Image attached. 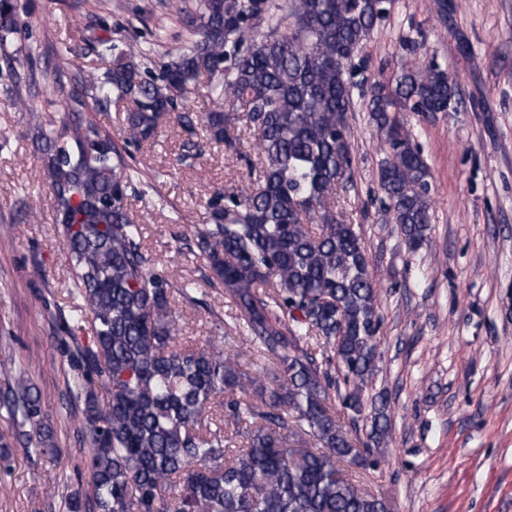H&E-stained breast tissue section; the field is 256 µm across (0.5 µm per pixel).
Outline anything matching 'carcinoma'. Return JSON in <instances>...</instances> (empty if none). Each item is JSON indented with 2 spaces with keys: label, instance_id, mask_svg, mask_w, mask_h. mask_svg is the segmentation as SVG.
Masks as SVG:
<instances>
[{
  "label": "carcinoma",
  "instance_id": "carcinoma-1",
  "mask_svg": "<svg viewBox=\"0 0 512 512\" xmlns=\"http://www.w3.org/2000/svg\"><path fill=\"white\" fill-rule=\"evenodd\" d=\"M265 10V0H200L185 18L189 47L159 61L155 77L141 46L89 71L77 88L45 70L64 114L51 122L32 111L30 133L68 255L69 313L54 341L70 361L66 402L81 413L91 487L68 499L67 512H389L385 499L339 474L337 461L367 458L327 405L331 393L344 394L357 421L377 356L379 289L362 237L332 204L353 165L345 121L352 60L388 3L287 0L262 27ZM26 27L18 0H0V70L13 81L30 60L18 45ZM204 78L214 107L195 118L185 103ZM119 101L130 104L127 134L137 146L172 117L189 157L208 143L240 157L239 127L257 135L255 179L214 191L208 223L189 244L211 273L208 285L235 304V329L256 357L252 376L230 337L199 345L180 336L175 300L199 304V289L158 268L128 210L143 171L86 116L90 106L106 112ZM458 104L456 74L434 62L402 65L391 87L370 85L386 151L378 186L412 251L426 242L432 214L429 166L406 115L455 112ZM0 372L12 379L0 406L15 421L16 440L58 454L22 364L5 359ZM385 410L384 401L372 402L364 448L388 436ZM226 412L244 438L231 454ZM306 437L315 447H296Z\"/></svg>",
  "mask_w": 512,
  "mask_h": 512
}]
</instances>
